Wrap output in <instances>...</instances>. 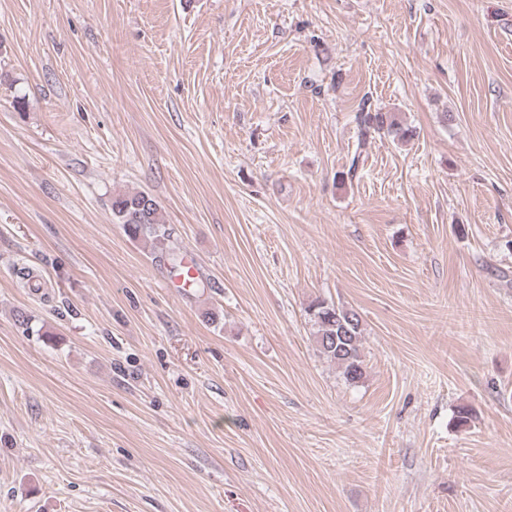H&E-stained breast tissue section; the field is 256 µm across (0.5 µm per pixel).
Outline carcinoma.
Returning <instances> with one entry per match:
<instances>
[{"instance_id": "obj_1", "label": "carcinoma", "mask_w": 512, "mask_h": 512, "mask_svg": "<svg viewBox=\"0 0 512 512\" xmlns=\"http://www.w3.org/2000/svg\"><path fill=\"white\" fill-rule=\"evenodd\" d=\"M361 139L371 132H382L397 142L412 139L415 129L399 123L388 112H372L363 107L357 116ZM112 221L121 225L132 240L151 246L181 266L182 259L167 246L170 233L160 203L145 191L124 193L112 201ZM309 312L316 326L315 342L319 353L336 365L345 383L356 385L365 376L361 355L362 319L354 309L339 307L326 300H317Z\"/></svg>"}]
</instances>
